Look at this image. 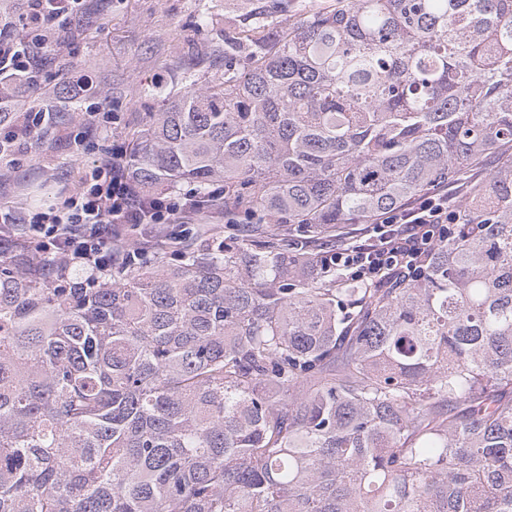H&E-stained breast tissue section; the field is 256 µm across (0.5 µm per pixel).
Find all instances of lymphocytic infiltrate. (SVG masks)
<instances>
[{
    "label": "lymphocytic infiltrate",
    "mask_w": 512,
    "mask_h": 512,
    "mask_svg": "<svg viewBox=\"0 0 512 512\" xmlns=\"http://www.w3.org/2000/svg\"><path fill=\"white\" fill-rule=\"evenodd\" d=\"M85 2L27 0L25 15L0 14V79L13 82L11 92L0 97V113L11 111L16 98L38 84L32 41H45L53 26H68ZM19 27L32 33V40L17 36ZM199 213L193 194L171 198L138 192L128 177L125 152L116 149L101 158L79 192L28 211L22 245L38 253L60 249L95 276L111 268L119 257L116 244L138 225L170 224ZM459 221L456 194L443 189L405 210L384 212L359 245L336 251L331 260L357 281L415 277L423 256Z\"/></svg>",
    "instance_id": "lymphocytic-infiltrate-1"
}]
</instances>
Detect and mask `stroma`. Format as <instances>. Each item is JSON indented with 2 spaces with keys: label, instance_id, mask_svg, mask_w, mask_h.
I'll use <instances>...</instances> for the list:
<instances>
[{
  "label": "stroma",
  "instance_id": "obj_1",
  "mask_svg": "<svg viewBox=\"0 0 512 512\" xmlns=\"http://www.w3.org/2000/svg\"><path fill=\"white\" fill-rule=\"evenodd\" d=\"M267 0H88L87 11L67 33L36 48L39 85L26 105L44 110L90 112L88 123L51 129L52 143L43 153L25 144L16 163L0 167V206L26 211L41 201L74 192L83 173L115 146H127L159 99L144 96L154 84L178 92L183 72L204 85L219 71L214 48L223 46L224 30L243 21L247 11ZM83 92H75L77 79ZM233 236L236 226L222 213L204 210L191 223L141 225L135 238L156 236L154 252L175 262L181 251L199 247L210 229Z\"/></svg>",
  "mask_w": 512,
  "mask_h": 512
}]
</instances>
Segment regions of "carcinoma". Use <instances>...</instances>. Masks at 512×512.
<instances>
[{"mask_svg":"<svg viewBox=\"0 0 512 512\" xmlns=\"http://www.w3.org/2000/svg\"><path fill=\"white\" fill-rule=\"evenodd\" d=\"M127 167L252 223L95 282L0 261V512H512V0L240 27ZM459 184L421 276L325 265Z\"/></svg>","mask_w":512,"mask_h":512,"instance_id":"cac0c4a2","label":"carcinoma"}]
</instances>
